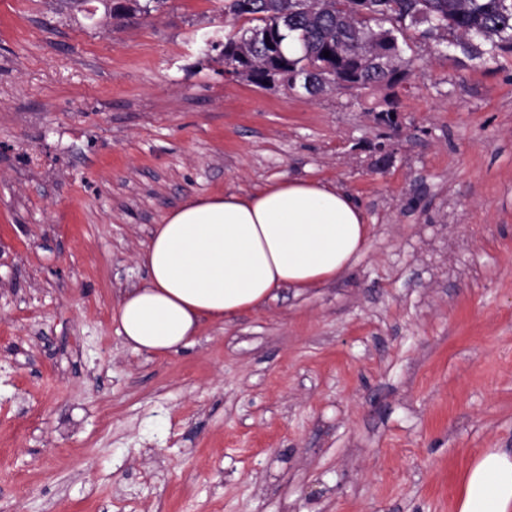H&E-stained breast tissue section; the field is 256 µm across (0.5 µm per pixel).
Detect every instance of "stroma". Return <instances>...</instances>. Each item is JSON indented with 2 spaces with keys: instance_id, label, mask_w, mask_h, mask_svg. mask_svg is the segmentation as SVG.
<instances>
[{
  "instance_id": "1",
  "label": "stroma",
  "mask_w": 512,
  "mask_h": 512,
  "mask_svg": "<svg viewBox=\"0 0 512 512\" xmlns=\"http://www.w3.org/2000/svg\"><path fill=\"white\" fill-rule=\"evenodd\" d=\"M118 2L0 0V512H455L512 451V53L310 96L226 74L218 0ZM288 177L351 193L365 253L133 351L153 226Z\"/></svg>"
}]
</instances>
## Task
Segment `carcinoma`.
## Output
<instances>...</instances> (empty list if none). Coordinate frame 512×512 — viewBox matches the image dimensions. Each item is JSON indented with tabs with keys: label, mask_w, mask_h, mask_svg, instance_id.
Here are the masks:
<instances>
[{
	"label": "carcinoma",
	"mask_w": 512,
	"mask_h": 512,
	"mask_svg": "<svg viewBox=\"0 0 512 512\" xmlns=\"http://www.w3.org/2000/svg\"><path fill=\"white\" fill-rule=\"evenodd\" d=\"M224 0L221 11L249 27L224 40V65H250L249 82L266 88L274 80L288 88L332 69L349 89L393 87L414 66L407 54L422 43L452 49L455 60L487 63L512 51V0ZM330 57H324V52Z\"/></svg>",
	"instance_id": "obj_1"
}]
</instances>
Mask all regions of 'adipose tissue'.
I'll list each match as a JSON object with an SVG mask.
<instances>
[{
    "mask_svg": "<svg viewBox=\"0 0 512 512\" xmlns=\"http://www.w3.org/2000/svg\"><path fill=\"white\" fill-rule=\"evenodd\" d=\"M370 231L354 197L319 180L186 200L141 253L147 281L121 293L118 333L147 353L189 347L204 323L262 310L284 287L302 295L335 280L365 251ZM456 510L512 512V452L475 457Z\"/></svg>",
    "mask_w": 512,
    "mask_h": 512,
    "instance_id": "1",
    "label": "adipose tissue"
}]
</instances>
